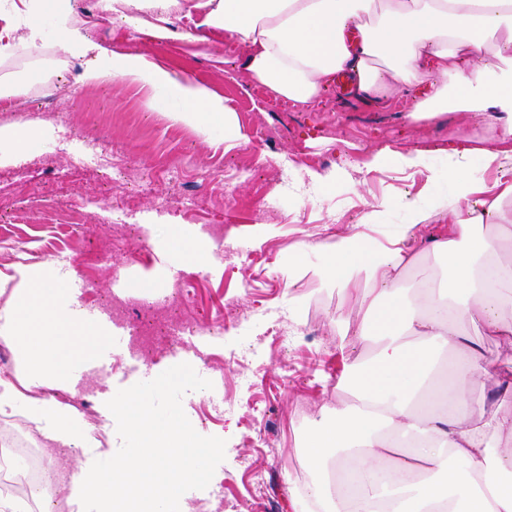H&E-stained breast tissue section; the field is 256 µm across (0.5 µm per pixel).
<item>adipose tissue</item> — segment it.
Returning <instances> with one entry per match:
<instances>
[{
  "mask_svg": "<svg viewBox=\"0 0 512 512\" xmlns=\"http://www.w3.org/2000/svg\"><path fill=\"white\" fill-rule=\"evenodd\" d=\"M126 29L160 40L196 44L205 27L246 51L253 82L279 97L308 104L336 71L354 75V95L424 85L428 96L411 120L448 112H501L512 121V0H99ZM54 11L59 51L88 57L94 85L113 78L169 90L184 122L233 132L232 111L206 85L139 53L116 51L97 64L101 47L72 20L68 0H20L0 13V56L41 36L39 14ZM186 16L188 27L175 29ZM27 18L19 26V18ZM462 146L448 153L451 201L439 204L445 223L431 237L448 268V289L430 285L405 302V272L419 255L421 227L399 225L387 244L337 234L325 264L312 276L329 280L343 302L362 308L358 336L374 337L364 354L346 359L331 415L309 436L300 486L306 502L333 512L325 467H332L355 512H512V154L493 153L501 177L486 186L469 169ZM500 233L483 235L491 220ZM62 282L32 276L26 292L0 311V332L17 337L33 376L71 380L76 358L92 356L103 327L72 310ZM495 340L488 358L483 339ZM453 359L437 362L439 352ZM491 385L492 399L474 401L468 383ZM26 410L61 444L97 445L73 432L69 410L54 398L31 399L0 377V414Z\"/></svg>",
  "mask_w": 512,
  "mask_h": 512,
  "instance_id": "ef3b65f1",
  "label": "adipose tissue"
}]
</instances>
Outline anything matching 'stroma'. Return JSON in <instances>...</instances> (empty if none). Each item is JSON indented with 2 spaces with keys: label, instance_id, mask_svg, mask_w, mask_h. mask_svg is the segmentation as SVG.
Masks as SVG:
<instances>
[{
  "label": "stroma",
  "instance_id": "stroma-1",
  "mask_svg": "<svg viewBox=\"0 0 512 512\" xmlns=\"http://www.w3.org/2000/svg\"><path fill=\"white\" fill-rule=\"evenodd\" d=\"M89 4L71 0L76 23L92 41L157 59L206 84L234 111L240 137L229 142L223 127L203 135L175 120L179 103L162 88L87 86L80 59L59 66L56 21L41 16L42 40L18 44L0 58V77H36L0 116V128L34 130L27 153L0 162V202L18 215L9 227L14 249H0V308L42 271L56 272L81 308L95 315L105 301L133 308L140 299L172 294L171 269L194 279L195 298L183 315L200 331L181 344L213 387L187 392L182 406L196 432L226 441L210 482L222 487L224 505L215 508L205 492L182 498L180 512H298L294 474L304 467L308 435L336 402L340 348L349 342L338 320L358 314L357 306H342L329 282L302 274V266L322 264L338 231L363 232L371 210L376 239L421 212L428 215L424 235L438 234L433 202L451 193L445 154L458 133L466 132L474 150V174L489 184L500 173L486 155L512 149V135L492 112L411 121L409 110L426 93L422 87L395 91L385 107L329 89L315 104L284 108L250 80L245 52L235 44L212 35L206 52L197 54L106 23L102 13H89ZM82 132L126 154L128 176L137 184L133 196L103 187L96 159L74 166V157L89 151L78 138ZM386 146L422 152L425 168L361 170L363 160ZM314 156L322 159L319 171L343 170L336 186L301 185L300 172ZM73 204L82 210L83 226L62 219ZM130 226L149 231L148 254L139 255L126 234ZM175 230L203 249L204 262L171 251ZM228 309L235 322L223 335H208ZM179 362L161 336L139 357L122 349L104 366L84 371L79 386L92 389L89 402H81L79 387L57 388L56 395L77 431L98 436L95 454L107 459L121 440L106 403L127 387L131 367L155 377ZM15 431L45 448L63 477L77 472L83 449L48 440L24 410L0 421V440Z\"/></svg>",
  "mask_w": 512,
  "mask_h": 512
}]
</instances>
